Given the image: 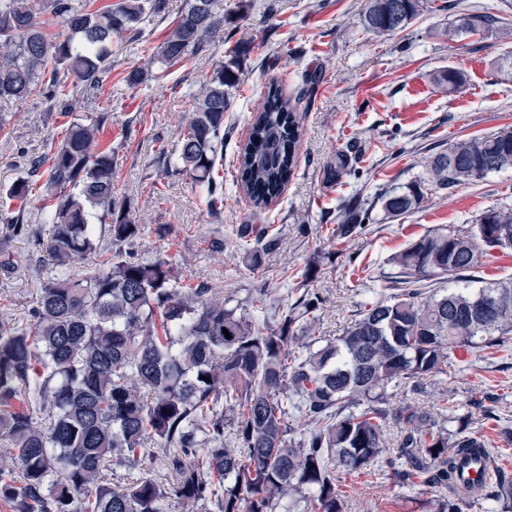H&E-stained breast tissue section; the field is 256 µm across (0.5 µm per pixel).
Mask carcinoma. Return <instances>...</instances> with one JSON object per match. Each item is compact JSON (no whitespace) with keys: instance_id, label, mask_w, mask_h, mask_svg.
I'll return each instance as SVG.
<instances>
[{"instance_id":"1","label":"carcinoma","mask_w":512,"mask_h":512,"mask_svg":"<svg viewBox=\"0 0 512 512\" xmlns=\"http://www.w3.org/2000/svg\"><path fill=\"white\" fill-rule=\"evenodd\" d=\"M430 0H365L362 24L380 36L405 29ZM166 0H117L100 7L73 0H0V99L40 96L48 111L70 116L65 134L32 159V179L12 185L18 209L0 222L34 239L53 272L28 317L0 327V439L12 467H0V498L15 512H163L174 497L217 512H345L336 475L393 467L386 455L391 416L387 391L448 372L460 349L500 350L512 335V277L483 281L473 272L489 249H512V209H492L466 229L436 228L389 259L387 299L355 311L344 334L324 346L311 338L325 298L307 288L274 326L259 324L267 290L238 312L203 286L182 284L162 259L132 261L125 246L140 227L132 204L114 195L112 146L101 143L103 112L81 115L73 97L96 98L112 80V38L144 37L143 23ZM60 32L49 36L47 20ZM224 27L212 0H185L154 56L171 67L206 50ZM499 27L489 11L457 16L440 30L455 40ZM235 51L215 66L194 96L181 128L175 167L190 176L213 213L224 208V113L240 82ZM158 78L130 71L132 86ZM271 80L237 154V182L259 207L276 201L297 166L298 105ZM361 149L347 146L330 175L356 174ZM512 168V127L462 137L427 158L430 182L451 190ZM39 192L38 227L25 203ZM420 184L378 194L370 207L347 206L336 240L365 230L371 209L387 219L422 207ZM107 226L112 247L96 236ZM274 240L244 247L250 266ZM96 261L71 273L84 256ZM231 338H226L223 331ZM48 418L38 424L34 411ZM396 416L407 427L400 481L440 487L429 512H463V465L484 461L491 473L470 482L491 512H512V478L496 465L479 433L455 431L407 403ZM162 452L175 469L169 487L143 475L114 488L109 465L150 467Z\"/></svg>"}]
</instances>
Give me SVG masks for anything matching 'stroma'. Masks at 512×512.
<instances>
[{
  "label": "stroma",
  "mask_w": 512,
  "mask_h": 512,
  "mask_svg": "<svg viewBox=\"0 0 512 512\" xmlns=\"http://www.w3.org/2000/svg\"><path fill=\"white\" fill-rule=\"evenodd\" d=\"M429 12L405 30L384 36L365 32L362 0H218L224 31L207 51L163 69L153 52L184 0H167L165 18H152L139 43L115 40L112 82L97 105L110 117L100 138L115 152L112 183L118 197L135 207L140 236L137 260L167 261L185 283L201 284L244 305L253 289H267L268 325L293 304L303 272L326 298L316 327L322 341L342 335L359 306L382 299L389 258L408 242L445 225L475 223L486 210L512 207V169L451 192L428 185L426 160L458 138L512 126V36L493 29L454 41L439 31L463 10L494 7L512 24V0H431ZM240 50L241 81L224 115V208L209 214L188 175L172 172L181 147V124L192 95L224 62L228 46ZM137 67L159 72V81L130 86ZM463 76L453 90L436 85L438 71ZM320 80L306 89L300 105L302 137L297 167L282 196L258 207L240 189L233 162L246 141L269 78L286 93L303 87L304 71ZM304 88V87H303ZM0 210L9 187L26 178L32 157L46 141L60 139L65 116L46 111L36 96L24 102L0 100ZM362 145L358 175L331 182L330 165L348 142ZM424 182L422 207L387 221L374 210L354 241L337 243L332 230L354 193ZM275 238L261 268L242 260L244 242ZM48 267L32 255V243L0 223V325L9 326L34 306ZM433 419L449 410L466 416L469 431L485 434L499 466L512 475V343L486 355L457 351L448 372L420 381L412 397ZM403 390L388 391L397 409ZM501 417L488 421V412ZM337 486L348 512H421V503L441 496L438 488H403L392 469L340 476Z\"/></svg>",
  "instance_id": "obj_1"
}]
</instances>
